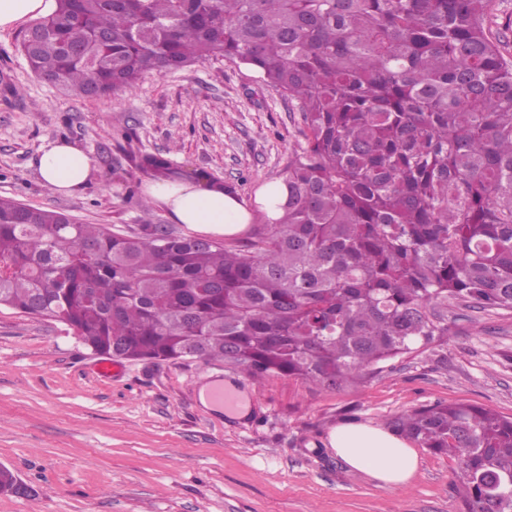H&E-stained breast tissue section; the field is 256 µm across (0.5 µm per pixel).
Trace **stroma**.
<instances>
[{"instance_id":"1","label":"stroma","mask_w":512,"mask_h":512,"mask_svg":"<svg viewBox=\"0 0 512 512\" xmlns=\"http://www.w3.org/2000/svg\"><path fill=\"white\" fill-rule=\"evenodd\" d=\"M18 40L0 34V197L116 232L159 224L194 236L162 206L142 207L140 155L168 154L182 173L224 184L259 224L257 202L306 143L298 101L224 58L83 97L37 78ZM60 138L95 166L74 196L52 193L32 164L44 140ZM98 360L68 326L0 306V466L32 489L0 493V512H461L452 458L418 448L416 473L388 490L337 457L330 432L439 402L512 416V311L461 301L448 304L443 344L339 391L256 382L220 361L126 360L105 379ZM213 375L246 391L249 425L202 406Z\"/></svg>"}]
</instances>
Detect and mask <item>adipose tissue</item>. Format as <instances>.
Returning a JSON list of instances; mask_svg holds the SVG:
<instances>
[{"instance_id":"adipose-tissue-1","label":"adipose tissue","mask_w":512,"mask_h":512,"mask_svg":"<svg viewBox=\"0 0 512 512\" xmlns=\"http://www.w3.org/2000/svg\"><path fill=\"white\" fill-rule=\"evenodd\" d=\"M55 9L56 0H0V32L50 16ZM34 164L43 183L65 196L86 188L94 170L90 156L63 139L43 143ZM147 194L152 202L164 206L178 224L235 233L247 222V215L236 200L200 189L189 181L154 182L148 185ZM329 443L350 468L369 474L389 489L405 485L419 467L417 451L405 440L369 423L337 426L330 433Z\"/></svg>"}]
</instances>
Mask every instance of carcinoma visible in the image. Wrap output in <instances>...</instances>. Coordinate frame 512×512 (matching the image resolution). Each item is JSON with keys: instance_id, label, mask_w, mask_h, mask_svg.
<instances>
[{"instance_id": "carcinoma-1", "label": "carcinoma", "mask_w": 512, "mask_h": 512, "mask_svg": "<svg viewBox=\"0 0 512 512\" xmlns=\"http://www.w3.org/2000/svg\"><path fill=\"white\" fill-rule=\"evenodd\" d=\"M491 0H58L19 46L84 96L212 57L300 101L280 216L242 248L79 224L0 198V305L125 360L356 386L448 335V299L512 309V61ZM140 167L181 173L161 154ZM396 432L459 466L464 512H512V417L422 406Z\"/></svg>"}]
</instances>
